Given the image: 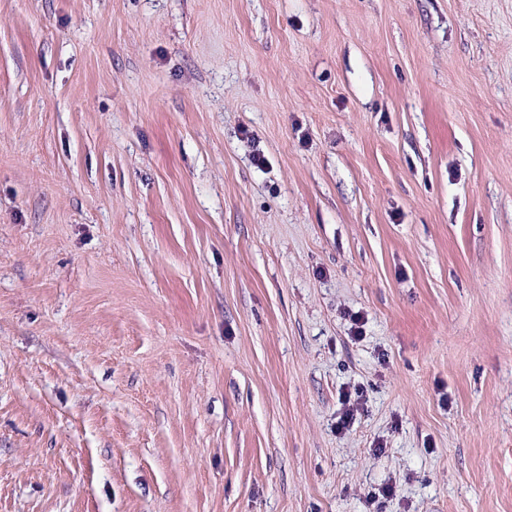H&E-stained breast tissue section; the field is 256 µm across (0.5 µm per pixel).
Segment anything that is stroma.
<instances>
[{"label": "stroma", "instance_id": "1", "mask_svg": "<svg viewBox=\"0 0 512 512\" xmlns=\"http://www.w3.org/2000/svg\"><path fill=\"white\" fill-rule=\"evenodd\" d=\"M0 512H512V0H0Z\"/></svg>", "mask_w": 512, "mask_h": 512}]
</instances>
